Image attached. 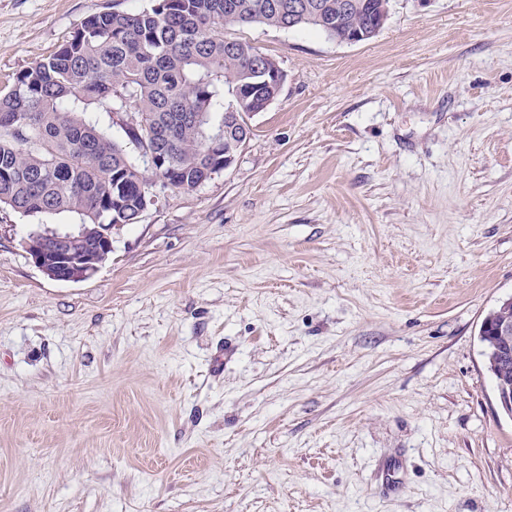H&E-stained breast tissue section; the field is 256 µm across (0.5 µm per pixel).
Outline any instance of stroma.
<instances>
[{
    "label": "stroma",
    "mask_w": 512,
    "mask_h": 512,
    "mask_svg": "<svg viewBox=\"0 0 512 512\" xmlns=\"http://www.w3.org/2000/svg\"><path fill=\"white\" fill-rule=\"evenodd\" d=\"M149 4L0 0V94ZM224 34L280 95L89 279L0 207V512H512L478 339L512 297V0H390L354 44Z\"/></svg>",
    "instance_id": "35a3bbf8"
}]
</instances>
